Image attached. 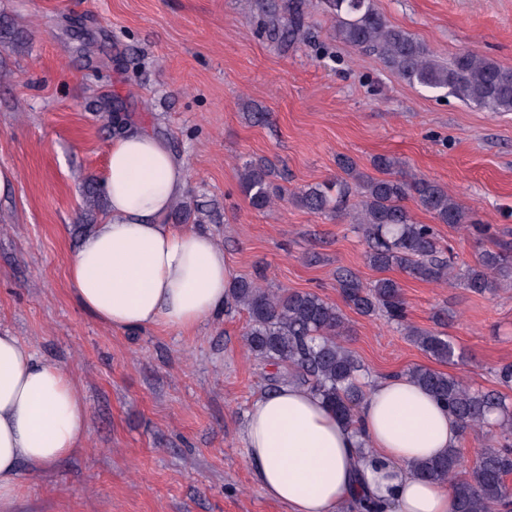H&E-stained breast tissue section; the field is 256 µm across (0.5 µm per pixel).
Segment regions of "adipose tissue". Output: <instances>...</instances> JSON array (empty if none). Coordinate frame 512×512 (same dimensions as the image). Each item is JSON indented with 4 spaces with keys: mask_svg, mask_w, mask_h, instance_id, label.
Returning <instances> with one entry per match:
<instances>
[{
    "mask_svg": "<svg viewBox=\"0 0 512 512\" xmlns=\"http://www.w3.org/2000/svg\"><path fill=\"white\" fill-rule=\"evenodd\" d=\"M186 185L184 161L152 134L133 128L113 140L108 216L68 268L72 295L96 320L126 332L190 330L224 310L233 272L223 247L166 222ZM86 433L70 374L0 331V512H14L23 469L50 467ZM242 438L256 482L288 512H343L361 496L382 500L386 512H453L450 487L414 470L459 446L458 421L407 376L372 381L353 428L307 387L280 385L250 404ZM361 445L366 455H357Z\"/></svg>",
    "mask_w": 512,
    "mask_h": 512,
    "instance_id": "adipose-tissue-1",
    "label": "adipose tissue"
}]
</instances>
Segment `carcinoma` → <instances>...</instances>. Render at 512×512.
Returning <instances> with one entry per match:
<instances>
[{"label":"carcinoma","instance_id":"cac0c4a2","mask_svg":"<svg viewBox=\"0 0 512 512\" xmlns=\"http://www.w3.org/2000/svg\"><path fill=\"white\" fill-rule=\"evenodd\" d=\"M336 20V34L354 47L376 52L397 77L433 91L448 90L458 98L492 112H512V68L474 52L456 56L444 64L407 31L392 25L373 0H328ZM289 23H280L277 13L264 22L274 40H301L302 0H286ZM102 125L122 134L128 115L109 101L99 102ZM379 173L362 172L349 158L339 161L342 175L336 180L310 186L296 201L314 213L348 215L362 226L369 242L367 260L379 272L398 267L410 276L428 282L455 281L475 294H491L512 283V257L485 249L475 262L457 268L443 257L435 229L415 221L406 205L414 201L441 224L482 232L484 225L460 204L448 187L434 179L409 174L394 157L373 159ZM241 189L257 210L271 206L276 187L271 172L262 163H248L241 173ZM336 284L347 306L363 316L383 314L403 326L406 335L434 360L453 363L454 343L438 332L406 324V306L399 283L381 277L363 283L349 270L336 272ZM231 303L245 310L248 324L244 340L257 359L285 368L270 378V386L290 380L308 385L336 414L353 426L363 400L366 370L341 343L348 326L342 310L315 292L273 290L254 281L237 280ZM407 376L432 393L455 415L461 431L488 429V444L474 459H464L461 450L418 465L416 473L428 481L448 484L454 512H503L512 505V404L498 390H475L462 379L418 365Z\"/></svg>","mask_w":512,"mask_h":512}]
</instances>
